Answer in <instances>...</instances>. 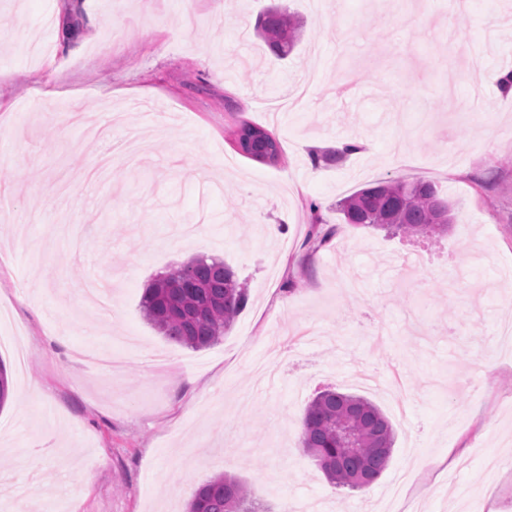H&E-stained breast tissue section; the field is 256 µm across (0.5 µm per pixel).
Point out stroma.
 Returning <instances> with one entry per match:
<instances>
[{
  "label": "stroma",
  "instance_id": "obj_1",
  "mask_svg": "<svg viewBox=\"0 0 512 512\" xmlns=\"http://www.w3.org/2000/svg\"><path fill=\"white\" fill-rule=\"evenodd\" d=\"M279 4L299 22L288 57L255 34ZM58 31L45 0H0V362L15 395L0 410V502L7 512H185L224 473L272 508L384 512L400 478L418 512H512V0H68ZM56 85L46 103L37 90ZM480 89L479 113L461 102ZM83 110L59 140L46 112ZM112 116L137 129L138 169L89 185L104 144L84 128ZM272 132V166L230 131ZM341 162L313 163L337 139ZM433 183L454 222L428 242L345 223L337 203L386 179ZM330 238L308 243L314 218ZM194 256L223 260L249 300L221 340L194 350L143 316L148 283ZM41 284L40 311L22 303ZM108 286L111 319L82 299ZM120 350V378L75 349ZM43 393L26 395L31 382ZM363 396L390 420L389 463L365 492L336 488L298 448L310 401ZM47 439L36 468L20 457ZM87 483L76 499L64 490Z\"/></svg>",
  "mask_w": 512,
  "mask_h": 512
}]
</instances>
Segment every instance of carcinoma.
Here are the masks:
<instances>
[{
  "label": "carcinoma",
  "mask_w": 512,
  "mask_h": 512,
  "mask_svg": "<svg viewBox=\"0 0 512 512\" xmlns=\"http://www.w3.org/2000/svg\"><path fill=\"white\" fill-rule=\"evenodd\" d=\"M264 41L276 56H286L296 40L293 16L281 7L259 20ZM235 135L263 150L243 155L279 164L282 149L268 130L243 122ZM346 223L384 229L404 237L438 239L447 233L450 206L429 182L389 179L337 203ZM248 299L247 284L216 258L194 257L171 268L145 288L141 307L147 322L180 345L203 349L232 327ZM393 427L363 396L326 390L307 406L299 445L312 456L327 480L365 491L381 476L391 456ZM187 512H264L237 479L217 475L195 491Z\"/></svg>",
  "instance_id": "cac0c4a2"
}]
</instances>
